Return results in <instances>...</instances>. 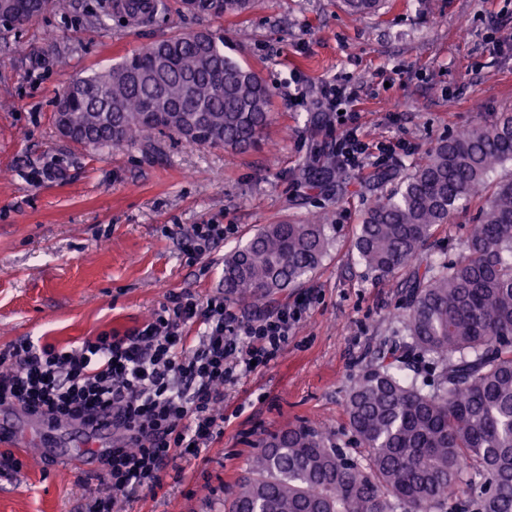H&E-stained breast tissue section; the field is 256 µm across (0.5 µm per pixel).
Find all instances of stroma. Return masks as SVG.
<instances>
[{
    "mask_svg": "<svg viewBox=\"0 0 512 512\" xmlns=\"http://www.w3.org/2000/svg\"><path fill=\"white\" fill-rule=\"evenodd\" d=\"M106 0H57L37 20L0 27V348L32 339L79 345L140 326L169 296L224 292V255L259 228L321 215L332 245L321 267L284 294L310 304L282 355L224 388L223 438L166 467L153 490L116 495L112 512H224V501L266 433L298 421L357 447L345 400L354 376L400 341L403 267L382 277L353 248L365 211L399 188L439 140L512 113V0H384L373 15L343 0H254L236 17L171 11L162 22H93ZM223 34L224 51L270 86L263 145L246 152L163 138L158 149L96 150L53 125L57 92L177 34ZM329 83L347 98L322 100ZM304 92L294 105L291 94ZM364 142L405 139L409 153L358 171L326 165L341 112ZM48 171L36 181L32 174ZM461 207L417 259L456 258L478 215ZM223 241L189 253L194 225ZM57 430L18 448L22 467L0 475V512H85L101 489L96 461L44 459L66 449Z\"/></svg>",
    "mask_w": 512,
    "mask_h": 512,
    "instance_id": "35a3bbf8",
    "label": "stroma"
}]
</instances>
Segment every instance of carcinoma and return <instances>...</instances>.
I'll list each match as a JSON object with an SVG mask.
<instances>
[{"instance_id":"carcinoma-1","label":"carcinoma","mask_w":512,"mask_h":512,"mask_svg":"<svg viewBox=\"0 0 512 512\" xmlns=\"http://www.w3.org/2000/svg\"><path fill=\"white\" fill-rule=\"evenodd\" d=\"M200 0L198 13L238 16L252 0ZM170 0H112L151 23ZM73 141L151 149L158 136L244 151L261 140L272 91L224 54V35L195 32L143 47L69 82ZM512 161V113L435 144L400 190L369 208L355 249L386 276L413 261L490 173ZM326 225L267 224L224 258V295L264 303L313 274L328 255ZM404 286L403 345L354 377L345 414L359 456L303 422L269 434L224 512H512V178L496 183L460 255L417 266ZM432 361L429 389L402 374ZM471 471L464 497L460 463Z\"/></svg>"}]
</instances>
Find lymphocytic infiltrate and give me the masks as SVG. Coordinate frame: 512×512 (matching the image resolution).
Listing matches in <instances>:
<instances>
[{"mask_svg": "<svg viewBox=\"0 0 512 512\" xmlns=\"http://www.w3.org/2000/svg\"><path fill=\"white\" fill-rule=\"evenodd\" d=\"M372 157L395 160L396 148L370 149L354 120H344L337 163L362 169ZM305 308L297 302L246 320L223 297H177L132 330L74 348L26 339L0 349V406L51 427L111 411L116 439L99 457L97 478L115 494L150 490L170 462L223 437L225 385L277 360ZM194 324L201 334L192 344L186 328Z\"/></svg>", "mask_w": 512, "mask_h": 512, "instance_id": "obj_1", "label": "lymphocytic infiltrate"}]
</instances>
